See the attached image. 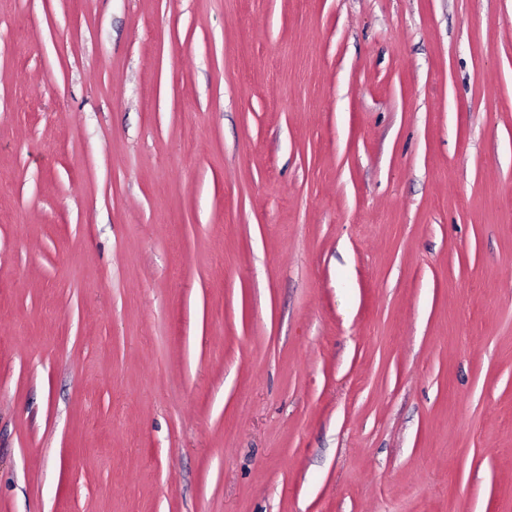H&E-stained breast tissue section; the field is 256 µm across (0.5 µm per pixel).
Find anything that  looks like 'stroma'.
Listing matches in <instances>:
<instances>
[{"label": "stroma", "mask_w": 512, "mask_h": 512, "mask_svg": "<svg viewBox=\"0 0 512 512\" xmlns=\"http://www.w3.org/2000/svg\"><path fill=\"white\" fill-rule=\"evenodd\" d=\"M0 512H512V0H0Z\"/></svg>", "instance_id": "stroma-1"}]
</instances>
